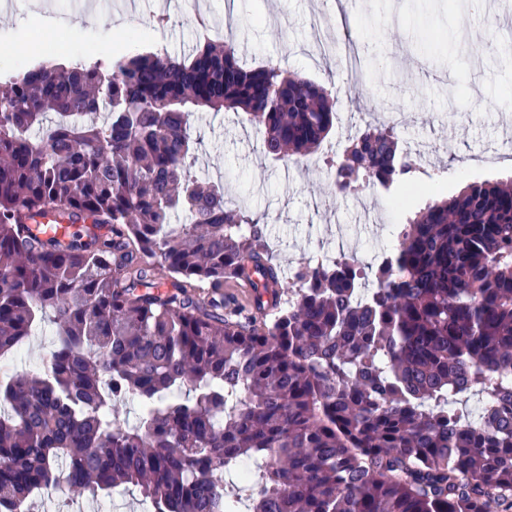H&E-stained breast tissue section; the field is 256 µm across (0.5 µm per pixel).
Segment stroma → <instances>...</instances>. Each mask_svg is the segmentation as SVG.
I'll list each match as a JSON object with an SVG mask.
<instances>
[{
    "label": "stroma",
    "instance_id": "stroma-1",
    "mask_svg": "<svg viewBox=\"0 0 512 512\" xmlns=\"http://www.w3.org/2000/svg\"><path fill=\"white\" fill-rule=\"evenodd\" d=\"M229 0H182L158 29L149 22L157 0H136L119 12L110 0H0V78L53 56L60 63L120 58L145 51L189 54L197 42L198 17L215 38L224 36ZM237 23L235 47L250 66L274 62L312 82L343 87L340 66L356 46L366 92L341 102L322 156L341 152L364 127L361 113L394 116L402 145L429 150L432 161L417 182L456 195L466 185L512 180V54L485 46L473 35L512 28V4L500 0L474 15L467 0H348L344 10L323 0H230ZM64 40L46 50L36 38L37 19ZM199 138L194 166L200 178L223 184L233 204L268 217L270 249L283 273L329 250L367 263L406 214L379 186L355 194H331L326 165L284 166L260 150L261 134L244 112L196 110L190 118ZM53 327L41 321L11 366L22 373L42 366L53 346ZM34 512H146L137 492L105 500L49 491Z\"/></svg>",
    "mask_w": 512,
    "mask_h": 512
}]
</instances>
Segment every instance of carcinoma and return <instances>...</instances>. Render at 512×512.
<instances>
[{
	"label": "carcinoma",
	"instance_id": "carcinoma-1",
	"mask_svg": "<svg viewBox=\"0 0 512 512\" xmlns=\"http://www.w3.org/2000/svg\"><path fill=\"white\" fill-rule=\"evenodd\" d=\"M336 103L278 64L243 66L229 40L0 85V356L55 328L39 372L0 380V512L119 487L149 512H241L243 497L246 512H512V426L449 406L512 401V181L432 200L388 265L344 256L293 282L264 218L193 171L197 108L245 112L295 164ZM331 169L337 195L402 183V207L417 165L370 123ZM56 211L91 224L60 240L26 223ZM232 280L256 289L253 309L224 300Z\"/></svg>",
	"mask_w": 512,
	"mask_h": 512
}]
</instances>
